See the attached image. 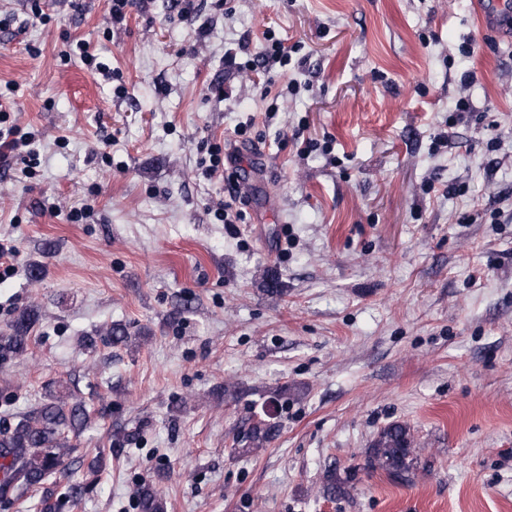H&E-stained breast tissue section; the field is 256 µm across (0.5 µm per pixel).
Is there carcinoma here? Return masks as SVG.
I'll return each mask as SVG.
<instances>
[{"instance_id":"cac0c4a2","label":"carcinoma","mask_w":512,"mask_h":512,"mask_svg":"<svg viewBox=\"0 0 512 512\" xmlns=\"http://www.w3.org/2000/svg\"><path fill=\"white\" fill-rule=\"evenodd\" d=\"M34 321V314L23 313L11 332L0 338V352L25 354ZM86 418L87 409L81 401L67 410L46 405L26 414L14 428L0 430V460L8 462L4 470L9 473L8 479L0 480V499L21 496L42 484L61 464L57 449L66 443L65 433L76 429ZM272 438V429L254 426L246 452L262 449ZM366 456L372 470H382L394 479H407L416 460L410 429L402 423L387 426L367 449ZM137 507L139 512H165V498L152 484L145 483L137 491Z\"/></svg>"}]
</instances>
